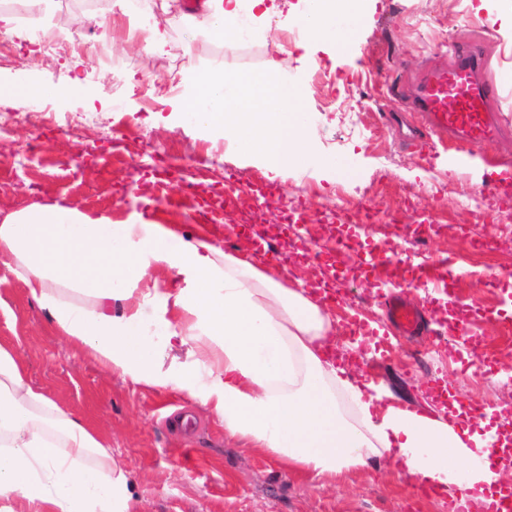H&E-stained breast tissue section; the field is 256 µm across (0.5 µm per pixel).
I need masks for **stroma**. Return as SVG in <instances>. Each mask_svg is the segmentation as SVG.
<instances>
[{"label": "stroma", "instance_id": "35a3bbf8", "mask_svg": "<svg viewBox=\"0 0 512 512\" xmlns=\"http://www.w3.org/2000/svg\"><path fill=\"white\" fill-rule=\"evenodd\" d=\"M78 0H51L48 8L21 13V37L0 36L9 60L0 83L26 80L64 89L80 80L77 95L38 97L13 113L0 133V186L10 208L38 198L66 200L129 224L144 218L172 225L185 239H206L231 250L239 225L224 214L210 224L194 219L196 203L179 200L171 183H159L153 166L140 162L145 145L167 151L186 179L216 193L234 187L258 191L272 208L254 220L273 224L291 208L302 210L311 235L332 247L338 198L348 207L372 208L379 219L354 225L357 244L349 260L394 244L412 263L449 260L471 266L455 286H412L405 298L421 310V335L399 334L385 305L389 289L361 279L345 284L313 272L335 297L336 339L367 380L391 393L393 405L434 408L432 385L446 386L474 415L500 427L512 423V384L500 361L512 353V224L476 218L467 203L476 195L503 206L492 192L494 166L512 165V30L485 29L480 0H366V22L341 53L289 42L295 15L282 11L255 27L242 16L236 34L221 40L205 27L168 32L163 53L144 51L157 18L152 0H103L93 19L111 21V39L90 32L86 19H71ZM78 41L75 52L44 53L32 39L45 28ZM478 43L489 71L503 84L498 110L509 124L484 143L477 161L459 166L464 148L449 147L435 166L402 144L385 122L399 108L392 86L414 82L443 67L442 43ZM110 54L114 67L102 65ZM280 63L279 79L306 91L304 110L315 151L309 163L272 176L227 140L188 118L171 127V83L192 95L195 73L221 69L237 76ZM40 141L41 151L27 146ZM432 221L415 224L416 209ZM0 342L24 364L30 384L57 404L89 419L127 472L135 512H448L442 498L417 493L392 474L386 459L315 486L223 426L187 393L134 385L105 369L86 349L59 336L45 311L0 262Z\"/></svg>", "mask_w": 512, "mask_h": 512}]
</instances>
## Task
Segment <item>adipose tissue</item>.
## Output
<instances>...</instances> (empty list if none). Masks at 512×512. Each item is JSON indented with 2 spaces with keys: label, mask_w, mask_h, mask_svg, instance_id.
<instances>
[{
  "label": "adipose tissue",
  "mask_w": 512,
  "mask_h": 512,
  "mask_svg": "<svg viewBox=\"0 0 512 512\" xmlns=\"http://www.w3.org/2000/svg\"><path fill=\"white\" fill-rule=\"evenodd\" d=\"M266 2L204 0L210 34L231 35L245 8L266 19ZM366 17L364 0H307L296 23L340 53ZM303 97L270 71H212L176 110L277 175L313 151ZM0 255L60 335L123 380L187 392L226 434L291 470L333 478L386 455L415 484H456L460 505L478 512L500 486L488 459L497 431L386 403L336 355V321L305 281L272 276L249 249L227 252L164 224H116L47 199L0 210ZM155 268L184 287L160 288ZM174 343L188 359L167 369L163 350ZM132 499L111 448L35 390L0 344V512H131Z\"/></svg>",
  "instance_id": "1"
}]
</instances>
